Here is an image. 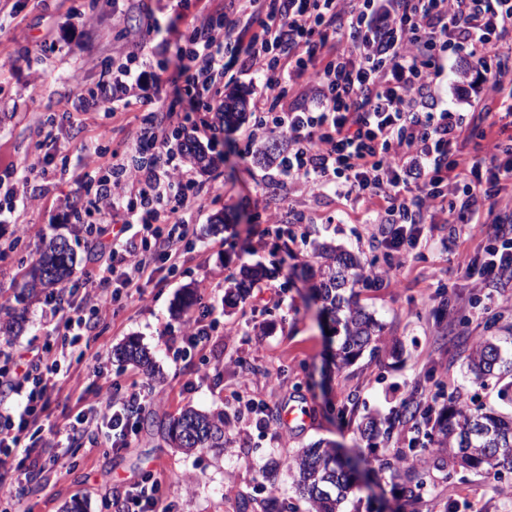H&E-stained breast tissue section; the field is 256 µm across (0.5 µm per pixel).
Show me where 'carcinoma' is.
I'll return each mask as SVG.
<instances>
[{"label": "carcinoma", "instance_id": "obj_1", "mask_svg": "<svg viewBox=\"0 0 512 512\" xmlns=\"http://www.w3.org/2000/svg\"><path fill=\"white\" fill-rule=\"evenodd\" d=\"M246 100L234 92L224 99V121L235 120L245 113ZM76 254L68 239H51L39 257L26 269L28 293L53 291L74 273ZM318 295L330 321L343 332L335 358L341 367L351 363L376 339L379 324L372 314L345 296L366 274L359 257L345 252H321L318 267ZM117 355L149 371L152 360L147 349L135 341L117 349ZM468 367L477 380L512 371V362L502 357L501 348L492 336L478 340L470 349ZM224 413L184 410L167 428L172 447L185 453L224 447ZM441 438L438 443L450 449L448 462L470 468H497L512 465V417L493 410L474 408L467 401L435 419ZM292 466L300 492L306 496L311 512H338L353 481L352 468L344 463L333 447L316 445L297 455Z\"/></svg>", "mask_w": 512, "mask_h": 512}]
</instances>
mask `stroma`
<instances>
[{"mask_svg": "<svg viewBox=\"0 0 512 512\" xmlns=\"http://www.w3.org/2000/svg\"><path fill=\"white\" fill-rule=\"evenodd\" d=\"M224 0H198L182 10L177 0H0V171L36 161L47 133H54L70 165L48 186H18L14 212L0 213V306L22 313L18 335L0 333V345H40L54 337L43 315L44 293L20 303L21 265L37 258L53 237H66L77 253V272L93 270L84 225L68 221L81 206L76 180L84 167L109 168L113 154H125L142 115L118 109L104 117L83 100L97 84L102 61L128 53L155 65L165 60L161 87L133 89V96L172 98L179 85L175 47L154 48L142 39L148 17L173 32L184 30L186 13L223 7ZM55 42L48 50L46 42ZM250 120L225 126L207 150L205 164L192 171L203 192L193 206L196 244L184 257L182 274L147 284L140 295L91 332L81 362L51 395L45 428L74 418L76 397L104 373L134 384L149 403L138 418L128 448L115 452L83 442L74 463L60 468L56 451L39 449L41 472L23 480L14 463L0 465V505L15 512H62L75 499L88 512H121L129 486L155 472L176 496L174 512H308L292 483L293 456L317 443L331 444L356 466V480L343 512H512V469L473 470L434 463L428 426L400 422L390 435L370 437L368 417H392L406 403L444 409L459 396L500 413L512 412V380L479 382L466 357L488 334L512 337V283L492 289L484 300L474 278L460 271L463 255L486 242L487 224L424 225L416 249L389 270L385 249L371 247L378 228L363 223L354 200L288 182L279 164L260 154L287 145L272 137L248 140ZM327 244L359 255L383 272L378 285H356L353 300L381 327L375 350L339 368L330 354L339 343L326 334L329 322L313 297L318 282L317 247ZM247 268L263 272L247 283L245 297L230 294ZM285 284L286 300L275 305L267 284ZM209 306L222 329L217 343L191 360L173 361L168 347L182 335L185 290ZM147 347L155 369L146 373L115 354L128 339ZM269 406V425L259 428L239 401ZM306 408L303 427L284 425L277 407ZM224 412L229 440L223 454L185 453L171 448L162 429L185 408ZM418 445H410L411 436ZM415 472L413 494L402 493V474Z\"/></svg>", "mask_w": 512, "mask_h": 512, "instance_id": "stroma-1", "label": "stroma"}]
</instances>
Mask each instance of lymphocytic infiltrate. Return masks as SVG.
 <instances>
[{
	"label": "lymphocytic infiltrate",
	"instance_id": "f902f5d3",
	"mask_svg": "<svg viewBox=\"0 0 512 512\" xmlns=\"http://www.w3.org/2000/svg\"><path fill=\"white\" fill-rule=\"evenodd\" d=\"M179 58L183 91L204 111L213 109V83L224 75L229 53L247 51L263 78L253 105L257 128L285 136L281 161L289 182L329 187L367 206L380 225L381 247L398 252L415 245L426 217L443 212L452 224H490L494 233L482 253L468 257L464 272L478 271L484 288L512 281V208L503 206L512 187V134L490 121L452 111L436 88L449 61H462L473 84L512 112V0H231L186 28ZM167 70H143L137 55L126 64L105 62L89 95L105 115L125 103L143 79L162 85ZM312 79L311 105L291 109L285 100L297 79ZM143 127L126 160L112 173L84 170L78 182L87 201L72 211L91 218L90 231L107 251L104 276L88 289H62L49 301L56 339L15 349L0 366V464L23 454L37 469L43 445L42 417L62 371V360L83 349L92 321L121 298L141 293L158 272L148 253L160 247L169 273L179 248L196 235L189 208L202 189L178 169L160 122L183 131L186 120L159 100L141 101ZM472 138L490 152H464ZM124 219L111 232L116 213ZM87 404L76 424L96 432L103 447L120 451L135 432L144 408L139 392ZM172 491L154 474L130 486L123 512H170Z\"/></svg>",
	"mask_w": 512,
	"mask_h": 512
}]
</instances>
